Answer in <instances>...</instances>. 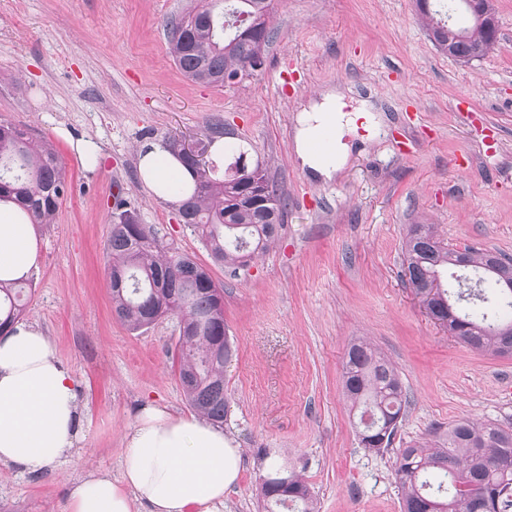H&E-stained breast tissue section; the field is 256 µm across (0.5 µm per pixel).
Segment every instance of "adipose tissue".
Wrapping results in <instances>:
<instances>
[{"instance_id": "1", "label": "adipose tissue", "mask_w": 512, "mask_h": 512, "mask_svg": "<svg viewBox=\"0 0 512 512\" xmlns=\"http://www.w3.org/2000/svg\"><path fill=\"white\" fill-rule=\"evenodd\" d=\"M373 122L367 107L345 112L336 90L321 91L296 117L294 151L302 167L331 180L346 166L344 141L357 119ZM330 133L327 155L314 142ZM144 184L168 198L179 180L193 187L191 173L161 143L138 153ZM35 228L11 204L0 206V281L26 278L36 266ZM79 433L77 383L53 357L48 336L36 325L17 323L0 336V464L37 474L65 461ZM240 450L222 427L177 417L147 403L124 437L120 476L81 478L69 492L70 512H222L225 490L238 482Z\"/></svg>"}]
</instances>
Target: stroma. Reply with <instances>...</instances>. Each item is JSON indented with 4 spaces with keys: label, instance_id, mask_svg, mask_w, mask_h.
<instances>
[{
    "label": "stroma",
    "instance_id": "1",
    "mask_svg": "<svg viewBox=\"0 0 512 512\" xmlns=\"http://www.w3.org/2000/svg\"><path fill=\"white\" fill-rule=\"evenodd\" d=\"M198 0H0V121L50 140L68 189L38 225L25 322L48 336L76 380L83 422L68 464L22 475L0 465V512H68V484L118 473L123 440L147 402L191 415L178 382L177 317L132 331L112 312L104 246L135 210L166 244L224 288L234 354L224 423L241 455L224 512H265L262 451L309 486L315 512H401L398 449L461 420L512 427V357L469 348L422 308L402 273L410 225L449 248L512 258V0H494L498 43L468 64L441 52L415 0H273L266 66L238 84L187 80L167 47ZM339 90L371 103L333 180L301 167L296 112ZM219 127L265 164L285 201L279 238L247 267L212 262L138 171L145 141ZM369 343L408 394L387 450L362 448L343 388L345 355Z\"/></svg>",
    "mask_w": 512,
    "mask_h": 512
}]
</instances>
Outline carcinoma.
Here are the masks:
<instances>
[{
	"label": "carcinoma",
	"mask_w": 512,
	"mask_h": 512,
	"mask_svg": "<svg viewBox=\"0 0 512 512\" xmlns=\"http://www.w3.org/2000/svg\"><path fill=\"white\" fill-rule=\"evenodd\" d=\"M424 19H437L441 43L448 41L461 54L478 51L486 56L496 43L483 29L470 25L462 33L448 24L441 9L427 10ZM248 15L235 27V15ZM270 0H201L194 11L172 24L169 54L190 81L224 85L247 64L265 56L273 34ZM231 161L219 170L208 160L196 165L182 158L197 181L195 193L180 201L183 223L193 228L216 263L237 270L265 252L281 228L284 203L270 182L266 167L248 165V178L234 165L246 151L229 146ZM267 189V204L245 194V181ZM67 188L54 150L33 143L27 133L0 122V203H15L33 224H52ZM107 276L115 316L137 331L159 319L180 318L177 343L178 380L190 408L213 423H224L229 400L224 390V365L233 347L224 331V289L208 269L191 255L170 251L153 227L138 223L131 210L121 212L107 241ZM404 277L428 313L447 320L448 332L461 343L494 356L505 341L488 315L512 298L501 286L512 283V260L487 250L467 249V266L482 269L489 281L463 276L453 291L444 287L441 273L456 266L457 251L438 238L431 224H413L402 246ZM23 284L0 285V331L21 318ZM344 389L359 408V442L370 447L387 428L397 430L407 404L399 374L380 353L365 343L347 352ZM394 475L403 491V512H501L512 495V429L494 422L459 421L448 428V438L434 445L401 448ZM468 480L473 497L460 495L457 483ZM263 497L274 508L314 512L309 487L295 474L281 476L276 462L262 482Z\"/></svg>",
	"instance_id": "1"
}]
</instances>
